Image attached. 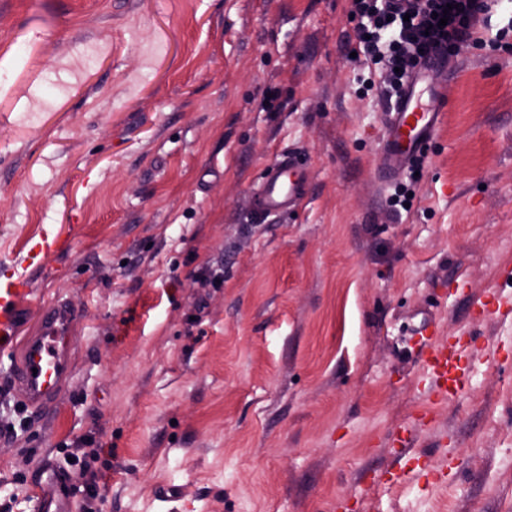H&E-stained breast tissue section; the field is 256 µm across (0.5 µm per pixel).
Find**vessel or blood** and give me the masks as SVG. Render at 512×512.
Returning a JSON list of instances; mask_svg holds the SVG:
<instances>
[{
  "mask_svg": "<svg viewBox=\"0 0 512 512\" xmlns=\"http://www.w3.org/2000/svg\"><path fill=\"white\" fill-rule=\"evenodd\" d=\"M447 64V54H431L385 113L377 163L381 179L404 173L433 139L442 117L443 100L436 88L427 85L425 76ZM307 184L308 172L298 158L281 155L268 166L257 186V212L264 217L292 212L304 200ZM29 293V283L23 276L0 281V348L17 350L12 383L25 392L26 409L41 411L50 406L71 373L74 341L70 329L76 316L65 303H55L43 313L38 334L18 337L20 304ZM418 334L417 356L432 392L444 398L461 394L466 374L459 366L460 342L435 343L425 326L420 327ZM29 496L34 512H73V494L61 470L53 464H46L31 477Z\"/></svg>",
  "mask_w": 512,
  "mask_h": 512,
  "instance_id": "vessel-or-blood-1",
  "label": "vessel or blood"
}]
</instances>
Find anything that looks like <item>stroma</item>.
Here are the masks:
<instances>
[{"label": "stroma", "instance_id": "stroma-1", "mask_svg": "<svg viewBox=\"0 0 512 512\" xmlns=\"http://www.w3.org/2000/svg\"><path fill=\"white\" fill-rule=\"evenodd\" d=\"M357 46L350 0H0V275L26 335L77 314L51 409L0 436V504L32 512L49 460L75 512H512V318L473 306L512 297V49L436 73L422 177L383 185ZM284 151L308 194L258 216ZM44 230L67 250L22 264ZM425 319L470 346L458 397L409 353Z\"/></svg>", "mask_w": 512, "mask_h": 512}]
</instances>
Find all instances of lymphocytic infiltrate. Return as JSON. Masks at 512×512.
Masks as SVG:
<instances>
[{
	"label": "lymphocytic infiltrate",
	"mask_w": 512,
	"mask_h": 512,
	"mask_svg": "<svg viewBox=\"0 0 512 512\" xmlns=\"http://www.w3.org/2000/svg\"><path fill=\"white\" fill-rule=\"evenodd\" d=\"M495 0H351L350 14L358 21L359 51L373 64L383 65L387 81L381 94L390 98L401 90L409 72L424 53L461 46H498L512 35V19L492 29ZM446 14V25L433 22Z\"/></svg>",
	"instance_id": "obj_1"
}]
</instances>
